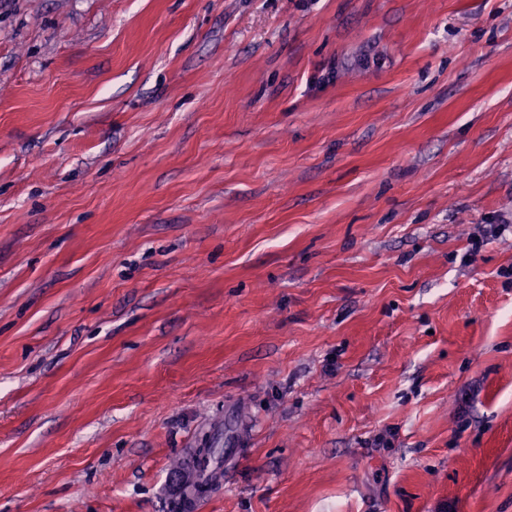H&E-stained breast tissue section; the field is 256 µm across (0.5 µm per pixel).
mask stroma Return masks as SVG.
<instances>
[{"mask_svg": "<svg viewBox=\"0 0 512 512\" xmlns=\"http://www.w3.org/2000/svg\"><path fill=\"white\" fill-rule=\"evenodd\" d=\"M511 267L512 0H0V512H512Z\"/></svg>", "mask_w": 512, "mask_h": 512, "instance_id": "35a3bbf8", "label": "stroma"}]
</instances>
